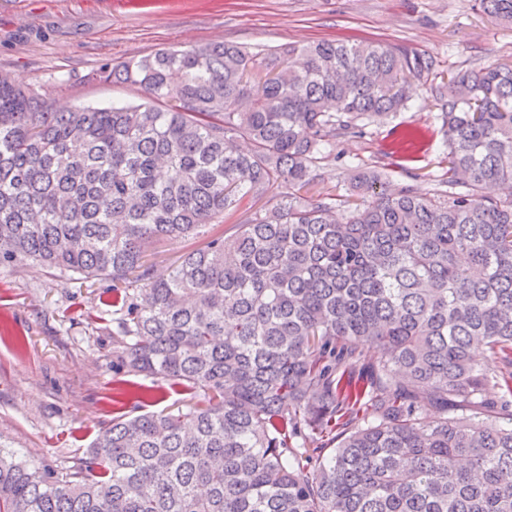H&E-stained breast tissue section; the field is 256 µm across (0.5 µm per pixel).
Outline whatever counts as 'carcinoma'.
Instances as JSON below:
<instances>
[{
  "label": "carcinoma",
  "instance_id": "cac0c4a2",
  "mask_svg": "<svg viewBox=\"0 0 512 512\" xmlns=\"http://www.w3.org/2000/svg\"><path fill=\"white\" fill-rule=\"evenodd\" d=\"M434 70L380 41L213 43L100 66L143 103L58 110L0 75V268L111 282L112 368L202 397L112 418L63 469L0 441V512H512V64L429 85L438 187H318L323 150ZM282 183L154 277L150 246Z\"/></svg>",
  "mask_w": 512,
  "mask_h": 512
}]
</instances>
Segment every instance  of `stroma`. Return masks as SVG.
<instances>
[{
	"mask_svg": "<svg viewBox=\"0 0 512 512\" xmlns=\"http://www.w3.org/2000/svg\"><path fill=\"white\" fill-rule=\"evenodd\" d=\"M342 38L402 43L442 71L512 63V28L478 0H0V74L23 78L56 107L141 102L137 87L93 74L162 48ZM365 131L323 153L326 186L360 168L379 171L390 190L414 174L424 187L445 174L443 122L426 81L414 83L405 109ZM103 288L31 263L0 269V438L27 458L70 466L113 417L199 401L167 381L113 372Z\"/></svg>",
	"mask_w": 512,
	"mask_h": 512,
	"instance_id": "obj_1",
	"label": "stroma"
}]
</instances>
